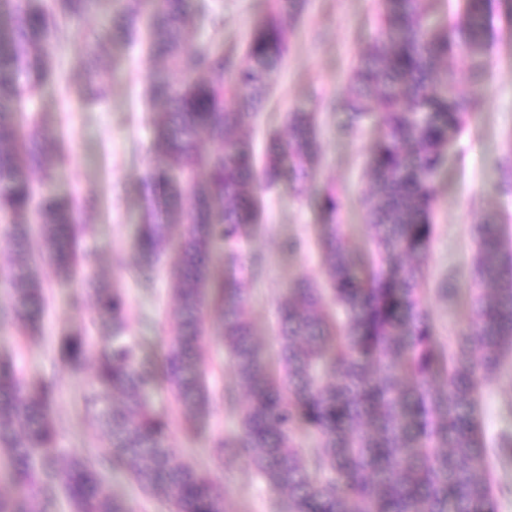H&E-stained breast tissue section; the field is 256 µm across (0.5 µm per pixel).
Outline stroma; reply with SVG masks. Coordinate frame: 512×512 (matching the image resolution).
<instances>
[{
  "mask_svg": "<svg viewBox=\"0 0 512 512\" xmlns=\"http://www.w3.org/2000/svg\"><path fill=\"white\" fill-rule=\"evenodd\" d=\"M224 14L222 34L199 23L186 33L187 47L218 42L243 46L250 25L260 13L259 0H215ZM74 41L56 48L54 64L60 76L40 85L32 109L43 125L61 137L64 163L53 183L63 198H92L96 207L87 216L78 240L80 252L93 254L91 265L80 267L77 278L63 283L49 265L39 271L47 285L48 306L42 332L27 341L16 338L13 329L0 327V357L15 360L27 379L55 374L60 391L54 416L62 423L58 446L63 454L73 450L94 451L101 432L86 409L87 377L72 376L54 363L50 345L56 336L77 328L95 335L90 305L75 307L76 294L99 283L123 288L128 299L130 331L143 343L142 355L156 360L165 332L174 319L172 285L159 277L153 290L139 288L134 243L140 217L146 208L145 173L161 164L153 138L157 117L150 110L144 90L150 81L166 77L165 64L138 45L106 49L99 78L108 88L107 97L84 104L78 90L82 70L76 58V42L101 37L98 15L90 14L69 23ZM379 27V0H309L288 41L286 64L278 76L258 122L250 134L256 147H263L267 129L281 126L284 115L298 108L321 113L322 154L318 173L308 191L335 188L340 199L339 219L351 227V244L368 251L363 226L361 197L368 186L366 160L378 135L373 123H365L355 135L339 128L336 113L324 102L345 95L349 73L360 52ZM480 109L464 133L448 149V163L436 182V234L428 255L431 279L456 275L467 279L476 242L472 226L486 213L498 216L512 233V193L500 183L502 154L512 139V0H491L489 51ZM264 222L242 245L244 254L261 252L270 257L265 281L252 285L247 314L261 338L271 341L282 287L300 277L320 275L317 240L322 217L310 206L306 193L280 187L263 195ZM303 240V250L286 253L282 244ZM440 335L451 326L465 324L470 316L468 298L457 303L424 290L422 295ZM489 439L512 434V379L502 378L483 389L479 397ZM232 420L222 404H213L196 433L174 422L169 444L177 459H190L204 472L210 471L207 447L210 433L230 428ZM227 512H270L274 497L252 467L237 459L224 467Z\"/></svg>",
  "mask_w": 512,
  "mask_h": 512,
  "instance_id": "obj_1",
  "label": "stroma"
}]
</instances>
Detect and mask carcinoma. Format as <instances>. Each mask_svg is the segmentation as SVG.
Wrapping results in <instances>:
<instances>
[{
  "mask_svg": "<svg viewBox=\"0 0 512 512\" xmlns=\"http://www.w3.org/2000/svg\"><path fill=\"white\" fill-rule=\"evenodd\" d=\"M436 2L380 0L378 38L353 67L350 92L327 103L345 114L348 133L369 118L380 128L362 198L374 252L367 260L350 248L335 189L311 199L322 216L327 287L305 278L288 283L272 355L245 316L249 289L215 274L214 257L221 251L233 265H246L247 280L262 279L266 258L243 261L236 252L261 224L258 190L316 173L315 112L288 113L262 161L250 137L239 135L265 107L307 0H265L239 51L185 49L184 33L196 21L224 28L209 0H0L7 18L0 29V219L13 257L0 325L15 327L23 340L39 335L46 293L37 256L61 282L78 271V229L92 203L54 194L58 137L36 121H18L29 96L54 76L51 58L70 40L68 19L102 12L114 46L146 32L151 54L173 73L147 87L160 110L156 145L164 166L147 175L153 199L136 247L141 287L153 286L170 228L183 227L180 259L169 271L176 319L158 364L140 358L127 296L115 286L93 289L97 342L83 331L57 339L55 362L74 374L95 355L86 402L104 432L101 450H75L60 467L52 411L58 379L28 382L0 361V456L18 488L0 492V512H57L60 492L72 512H131L108 490L112 470L129 474L167 512H226L218 476L177 460L167 444L171 411L192 425L218 399L238 413V427L212 437L210 452L221 468L228 459L245 460L280 493L271 512H498L497 500L512 496V488H494L490 475L493 449L512 451V436L490 443L477 402L480 388L512 359V249L495 215L475 225L477 288L469 322L445 356L421 298L435 180L479 105L488 49V0H465L460 18L441 29L425 22ZM103 48L94 41L77 49L88 102L105 95L94 69ZM458 58L469 62L466 92ZM202 136L211 148L199 146ZM209 308L220 317L206 329ZM220 353L236 385L218 393L205 367ZM160 390L174 409L156 405Z\"/></svg>",
  "mask_w": 512,
  "mask_h": 512,
  "instance_id": "cac0c4a2",
  "label": "carcinoma"
}]
</instances>
